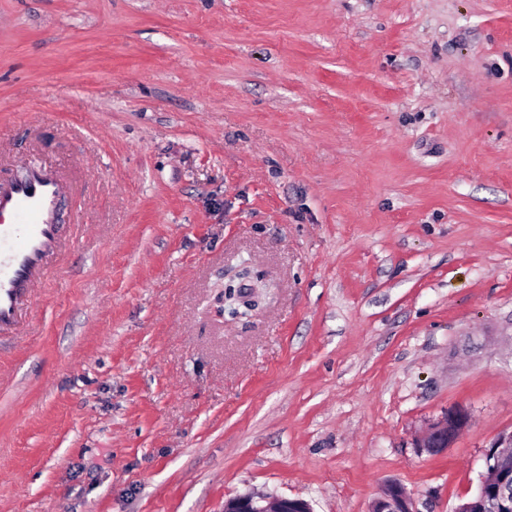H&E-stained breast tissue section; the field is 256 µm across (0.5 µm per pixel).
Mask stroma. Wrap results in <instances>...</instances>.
Masks as SVG:
<instances>
[{"mask_svg":"<svg viewBox=\"0 0 512 512\" xmlns=\"http://www.w3.org/2000/svg\"><path fill=\"white\" fill-rule=\"evenodd\" d=\"M26 159L75 189L0 335V512L474 494L512 433V0H0ZM470 425L469 413L461 407L448 408L435 423L431 424L418 437L419 448H426L429 453H439L448 448L456 437Z\"/></svg>","mask_w":512,"mask_h":512,"instance_id":"obj_1","label":"stroma"}]
</instances>
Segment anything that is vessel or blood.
Listing matches in <instances>:
<instances>
[{
	"label": "vessel or blood",
	"instance_id": "vessel-or-blood-1",
	"mask_svg": "<svg viewBox=\"0 0 512 512\" xmlns=\"http://www.w3.org/2000/svg\"><path fill=\"white\" fill-rule=\"evenodd\" d=\"M64 185L58 172L26 163L23 175L0 180V329L15 327L65 248L60 235Z\"/></svg>",
	"mask_w": 512,
	"mask_h": 512
}]
</instances>
